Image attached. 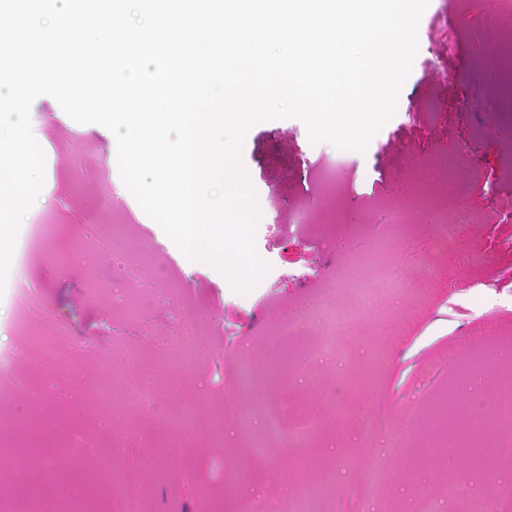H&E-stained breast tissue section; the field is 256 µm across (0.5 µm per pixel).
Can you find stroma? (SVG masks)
<instances>
[{
    "label": "stroma",
    "instance_id": "35a3bbf8",
    "mask_svg": "<svg viewBox=\"0 0 512 512\" xmlns=\"http://www.w3.org/2000/svg\"><path fill=\"white\" fill-rule=\"evenodd\" d=\"M486 23L474 0H430L419 27V50L394 116L365 152L346 151L335 182L320 165L337 155L311 143L297 119L252 127L243 164L258 201L276 194L279 219L261 215L255 249L268 265L263 285L236 292L228 278L188 260L140 208L123 182L104 192L102 172L118 169L112 133L71 120L48 96L31 107L33 133L50 173L33 213L54 214L52 233L25 264H12L41 306L0 299V354L12 360L0 377V484L20 498L38 495L48 512H120L127 477L145 490V512H278L304 487L328 484L321 512H360L367 470L402 437L410 456L393 463L392 480L369 512H411L418 495L434 512H459L442 489L449 478L466 488L494 489L508 475L477 468L453 447L432 452L448 433L483 424V455L493 453L501 424L488 394L491 373L478 369L486 352L512 360V344L476 339L479 323L512 328V122L483 102L463 110L468 79L486 72L492 47L512 43V28L492 41L468 35ZM447 75L436 82L432 69ZM483 136H474L476 127ZM402 207L413 235L383 239L366 221ZM274 231H267V224ZM455 227L442 242V225ZM123 237L128 248L107 249ZM392 254L405 282L376 285L361 301L348 273L370 250ZM348 310L352 321L325 336L320 319L303 318L282 347L273 334L284 314L306 300ZM32 344L54 348L57 365L29 362ZM459 349L454 370L442 352ZM255 372L254 394L242 398L239 366ZM146 387L157 409L138 405ZM272 397L298 426L274 442L267 464L243 448L245 433L262 431L260 398ZM245 401L244 417L222 415L225 402ZM373 403L388 425L368 416ZM422 415L406 430L410 405ZM111 453L110 479L97 458Z\"/></svg>",
    "mask_w": 512,
    "mask_h": 512
}]
</instances>
